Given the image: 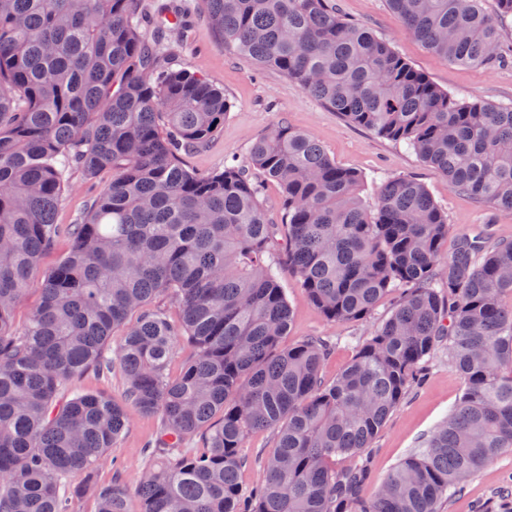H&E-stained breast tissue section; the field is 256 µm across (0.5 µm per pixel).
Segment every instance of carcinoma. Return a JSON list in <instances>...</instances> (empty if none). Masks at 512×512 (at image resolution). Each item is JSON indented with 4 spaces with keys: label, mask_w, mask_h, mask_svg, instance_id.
Returning a JSON list of instances; mask_svg holds the SVG:
<instances>
[{
    "label": "carcinoma",
    "mask_w": 512,
    "mask_h": 512,
    "mask_svg": "<svg viewBox=\"0 0 512 512\" xmlns=\"http://www.w3.org/2000/svg\"><path fill=\"white\" fill-rule=\"evenodd\" d=\"M387 3L450 63L500 56L481 0ZM198 8L225 48L406 144L456 191L512 211V106L441 89L332 0ZM189 13L173 0H0V512H72L133 411L159 417L155 447L166 454L140 481L142 512H439L448 492L512 454V241L451 233L412 177L383 181L366 208L364 176L283 121L249 151L250 167L281 187L277 238L243 168L199 173L180 156L214 139L230 109L205 77L162 65L172 36L186 40ZM75 170L112 180L67 229L68 253L16 328L12 311L61 233L54 215ZM285 264L332 324L363 320L397 292L331 383L320 375L331 338L282 344ZM162 294L181 305L179 322L149 307ZM117 329L124 341L112 359ZM180 340L193 352L173 376ZM442 342L462 396L366 498L359 458ZM114 360L124 401L62 392ZM260 429L277 442L264 480L244 495L240 449ZM74 474L83 484L69 482ZM96 497L98 512H129L120 484Z\"/></svg>",
    "instance_id": "obj_1"
}]
</instances>
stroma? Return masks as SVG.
<instances>
[{"label": "stroma", "instance_id": "35a3bbf8", "mask_svg": "<svg viewBox=\"0 0 512 512\" xmlns=\"http://www.w3.org/2000/svg\"><path fill=\"white\" fill-rule=\"evenodd\" d=\"M336 4L343 16L371 28L377 36L387 40L400 57L425 73L441 89L471 101L512 105L511 62L495 67L457 66L409 36L386 0H336ZM171 61L174 68L194 71L223 88L231 105L221 136L185 156L189 168L207 172L227 159L247 166L252 143L267 135L276 123L284 121L317 140L337 165L365 175L363 197L367 206L375 204L380 175L411 176L424 184L447 215L449 224L457 230L481 231L495 241L512 240V212L494 210L455 191L447 176L425 163L415 152L349 123L276 70L257 67L249 58L224 50L202 15H194L189 39L176 44ZM111 178V173L104 172L89 181L81 173H74L71 186L57 209L56 223L80 222L92 193ZM280 282L291 308L284 345H294L308 336H330L337 340L335 350L322 365V377L329 383L336 380L354 355L353 348L345 344V337L370 336L390 315L395 301L394 295H387L366 319L334 325L314 306L295 273L282 270ZM67 386L119 401L124 396L126 381L119 367L103 373L91 368L68 381ZM462 388V378L448 363L447 348H438L429 361L422 383L390 414L370 450L371 478L364 489L365 495H373L397 463L417 451L446 421ZM156 429V417L134 415L118 447L95 472L97 485L117 482L126 487L130 512L141 510L136 487L145 465L146 449L154 440ZM274 446V431L258 430L250 434L244 449L249 462L240 478L243 491H250L260 482L263 462ZM511 477L512 454H505L469 480L462 493L447 498L442 512H474L477 503L495 499L505 480Z\"/></svg>", "mask_w": 512, "mask_h": 512}]
</instances>
